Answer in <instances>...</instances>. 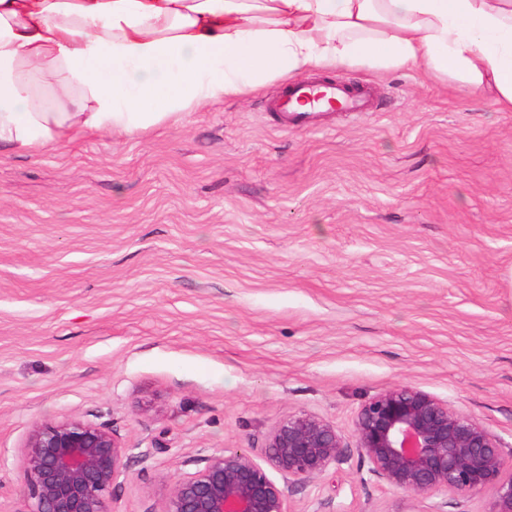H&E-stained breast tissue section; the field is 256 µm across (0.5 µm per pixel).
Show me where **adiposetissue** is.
I'll list each match as a JSON object with an SVG mask.
<instances>
[{"label": "adipose tissue", "mask_w": 512, "mask_h": 512, "mask_svg": "<svg viewBox=\"0 0 512 512\" xmlns=\"http://www.w3.org/2000/svg\"><path fill=\"white\" fill-rule=\"evenodd\" d=\"M359 65H423L512 112V0H0V147L134 134Z\"/></svg>", "instance_id": "obj_1"}]
</instances>
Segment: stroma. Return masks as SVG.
Listing matches in <instances>:
<instances>
[{
  "label": "stroma",
  "instance_id": "obj_1",
  "mask_svg": "<svg viewBox=\"0 0 512 512\" xmlns=\"http://www.w3.org/2000/svg\"><path fill=\"white\" fill-rule=\"evenodd\" d=\"M368 112L280 130L282 88L135 135L0 151V512L29 435L128 447L112 512H160L222 448L306 411L354 446L409 386L512 445V112L423 70H331ZM351 457L295 512H422Z\"/></svg>",
  "mask_w": 512,
  "mask_h": 512
}]
</instances>
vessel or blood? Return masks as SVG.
Wrapping results in <instances>:
<instances>
[{
	"instance_id": "vessel-or-blood-1",
	"label": "vessel or blood",
	"mask_w": 512,
	"mask_h": 512,
	"mask_svg": "<svg viewBox=\"0 0 512 512\" xmlns=\"http://www.w3.org/2000/svg\"><path fill=\"white\" fill-rule=\"evenodd\" d=\"M326 108L366 112L370 109V95L367 91H354L343 84L320 78L285 86L268 106L275 124L284 128L311 124L316 113Z\"/></svg>"
}]
</instances>
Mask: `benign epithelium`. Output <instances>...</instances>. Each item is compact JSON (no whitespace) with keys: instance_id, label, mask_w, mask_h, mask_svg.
<instances>
[{"instance_id":"obj_1","label":"benign epithelium","mask_w":512,"mask_h":512,"mask_svg":"<svg viewBox=\"0 0 512 512\" xmlns=\"http://www.w3.org/2000/svg\"><path fill=\"white\" fill-rule=\"evenodd\" d=\"M354 437L370 481L420 498L484 493L483 512H512L501 439L424 391L398 386L372 397L357 412ZM127 455L103 425L81 417L42 423L25 445V512H112ZM350 455L335 425L301 411L273 428L265 462L249 448L217 450L203 469L174 478L160 512H294L293 488Z\"/></svg>"}]
</instances>
